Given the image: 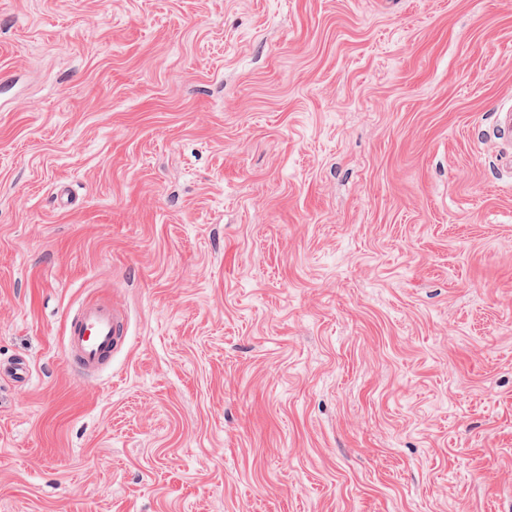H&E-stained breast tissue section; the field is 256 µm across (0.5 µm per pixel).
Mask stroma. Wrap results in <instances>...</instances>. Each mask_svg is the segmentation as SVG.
<instances>
[{"label":"stroma","mask_w":512,"mask_h":512,"mask_svg":"<svg viewBox=\"0 0 512 512\" xmlns=\"http://www.w3.org/2000/svg\"><path fill=\"white\" fill-rule=\"evenodd\" d=\"M503 109L512 0H0V512H512ZM127 334L123 312L105 301L84 302L65 323L70 366L82 377L98 371L121 348Z\"/></svg>","instance_id":"35a3bbf8"}]
</instances>
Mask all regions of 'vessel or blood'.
<instances>
[{
  "label": "vessel or blood",
  "instance_id": "obj_1",
  "mask_svg": "<svg viewBox=\"0 0 512 512\" xmlns=\"http://www.w3.org/2000/svg\"><path fill=\"white\" fill-rule=\"evenodd\" d=\"M127 334L123 312L104 301L85 302L65 323V344L70 366L86 377L107 364Z\"/></svg>",
  "mask_w": 512,
  "mask_h": 512
}]
</instances>
